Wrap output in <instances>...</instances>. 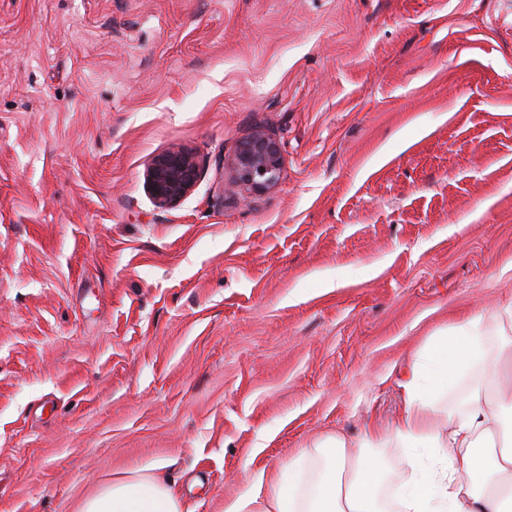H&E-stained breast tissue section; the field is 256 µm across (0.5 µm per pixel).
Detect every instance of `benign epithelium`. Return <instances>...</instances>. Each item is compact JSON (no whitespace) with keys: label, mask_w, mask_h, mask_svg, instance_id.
<instances>
[{"label":"benign epithelium","mask_w":512,"mask_h":512,"mask_svg":"<svg viewBox=\"0 0 512 512\" xmlns=\"http://www.w3.org/2000/svg\"><path fill=\"white\" fill-rule=\"evenodd\" d=\"M232 167L243 189L252 193L266 191L277 185L283 173L281 145L257 132L239 144ZM199 175L195 156L184 150H170L152 160L146 172V184L155 205L167 208L193 189Z\"/></svg>","instance_id":"7a95c632"}]
</instances>
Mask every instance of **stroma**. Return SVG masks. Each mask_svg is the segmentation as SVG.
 <instances>
[{"label":"stroma","instance_id":"stroma-1","mask_svg":"<svg viewBox=\"0 0 512 512\" xmlns=\"http://www.w3.org/2000/svg\"><path fill=\"white\" fill-rule=\"evenodd\" d=\"M173 149L202 175L160 209ZM510 300L512 0H0V512L155 462L224 512ZM236 181L248 192L266 191L279 182L284 169L280 143L257 132L241 142L232 160ZM199 175L195 156L184 150H170L152 160L146 172V184L155 205L167 208L193 189Z\"/></svg>","mask_w":512,"mask_h":512}]
</instances>
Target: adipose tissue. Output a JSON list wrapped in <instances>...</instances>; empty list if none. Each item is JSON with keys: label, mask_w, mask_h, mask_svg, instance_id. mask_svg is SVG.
I'll use <instances>...</instances> for the list:
<instances>
[{"label": "adipose tissue", "mask_w": 512, "mask_h": 512, "mask_svg": "<svg viewBox=\"0 0 512 512\" xmlns=\"http://www.w3.org/2000/svg\"><path fill=\"white\" fill-rule=\"evenodd\" d=\"M485 315L434 337L405 368L406 411L392 429L365 436L354 453L336 435L276 473L244 470L246 488L224 512H512V360L489 356ZM476 367L463 408L441 414L450 387ZM378 448L401 449L407 471L383 467ZM80 512L191 510L153 465L106 485Z\"/></svg>", "instance_id": "adipose-tissue-1"}]
</instances>
